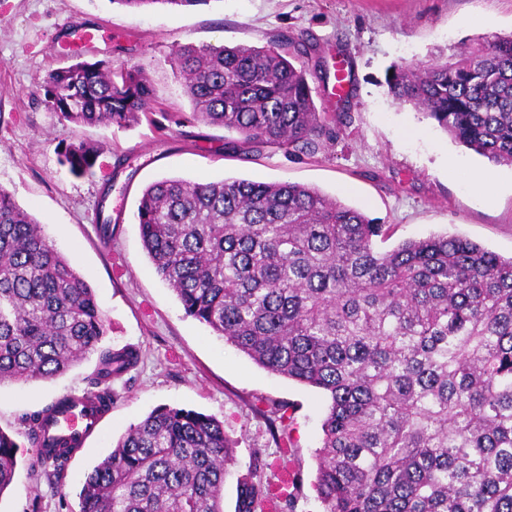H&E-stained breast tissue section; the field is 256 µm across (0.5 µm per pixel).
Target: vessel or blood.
Masks as SVG:
<instances>
[{"label": "vessel or blood", "instance_id": "1", "mask_svg": "<svg viewBox=\"0 0 512 512\" xmlns=\"http://www.w3.org/2000/svg\"><path fill=\"white\" fill-rule=\"evenodd\" d=\"M102 411L91 394H73L65 408L47 420L43 438H63L75 447H82L86 438L100 424Z\"/></svg>", "mask_w": 512, "mask_h": 512}]
</instances>
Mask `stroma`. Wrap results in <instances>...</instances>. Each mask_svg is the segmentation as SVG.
<instances>
[{"label":"stroma","instance_id":"1","mask_svg":"<svg viewBox=\"0 0 512 512\" xmlns=\"http://www.w3.org/2000/svg\"><path fill=\"white\" fill-rule=\"evenodd\" d=\"M97 31L85 48L90 60L141 66L156 99L138 124L78 127L60 120L44 101L48 72L71 55L73 31ZM512 34V0H205L193 7L156 5L131 10L114 0H0V187L45 228L54 246L93 288L105 317L104 346L136 347L137 367L112 381V404L61 480L36 464L39 450L27 420L71 393L93 391L97 357L56 378L0 384V430L21 446L16 479L0 495V512H79L85 476L129 426L158 406L216 416L235 445L224 482V512H234L236 477L254 454L269 460L267 482L281 474L279 452L261 411L293 404L294 454L303 487L293 512H320L312 486L314 452L322 437L325 395L268 373L186 317L155 274L134 219L150 183L242 178L314 187L378 223L389 225L385 248L407 239L457 234L503 258L512 257V165L495 164L456 143L408 105L393 101L386 84L395 64L420 63L466 50L478 38ZM287 39L310 49V66L351 80L339 106L332 84L308 77L319 111H345L336 142L316 156L268 149L229 157L228 133L193 119V108L168 59L179 45L265 46ZM87 139L100 147L92 171L76 175L59 162L60 145ZM489 173V200L448 175L447 158ZM120 215L112 239L99 227Z\"/></svg>","mask_w":512,"mask_h":512}]
</instances>
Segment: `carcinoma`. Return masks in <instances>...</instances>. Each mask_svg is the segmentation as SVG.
I'll return each instance as SVG.
<instances>
[{
  "mask_svg": "<svg viewBox=\"0 0 512 512\" xmlns=\"http://www.w3.org/2000/svg\"><path fill=\"white\" fill-rule=\"evenodd\" d=\"M133 10L207 0H112ZM307 51L268 46L173 49L195 119L237 134L225 152L267 147L315 156L342 113L317 110ZM389 93L456 142L512 165V35L460 56L401 64ZM47 105L77 126L127 127L154 111L138 65L73 55L43 82ZM73 174L98 146L60 153ZM143 247L186 316L267 371L328 399L315 452L323 512H512V258L436 235L380 251L386 234L361 211L301 184L164 178L137 206ZM105 324L87 281L42 225L0 188V384L64 374L99 353L109 382L137 366L129 346H101ZM29 419L39 439L42 417ZM290 405L262 411L282 459L294 448ZM19 444L0 430V496ZM70 450L40 451L60 478ZM234 446L213 415L159 406L87 473L80 512H224ZM264 459L236 481L234 512H286L300 491L264 481Z\"/></svg>",
  "mask_w": 512,
  "mask_h": 512,
  "instance_id": "cac0c4a2",
  "label": "carcinoma"
}]
</instances>
